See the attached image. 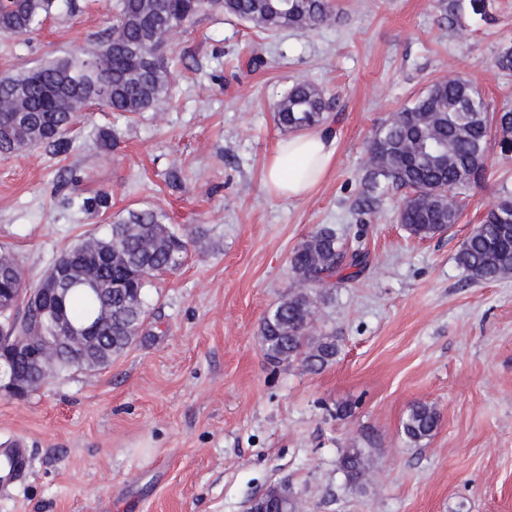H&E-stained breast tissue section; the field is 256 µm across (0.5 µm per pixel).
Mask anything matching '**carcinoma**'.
Segmentation results:
<instances>
[{"label":"carcinoma","mask_w":512,"mask_h":512,"mask_svg":"<svg viewBox=\"0 0 512 512\" xmlns=\"http://www.w3.org/2000/svg\"><path fill=\"white\" fill-rule=\"evenodd\" d=\"M60 2L0 0V36L36 30ZM205 10L233 15L265 31L306 32L332 18L328 0H117L114 20L96 48L0 79V154L34 146L67 152L68 134L91 104L130 115L158 108L170 95L163 48ZM493 64L512 73L511 43L499 48ZM328 109L319 87L301 81L276 104L275 120L285 131L315 128L328 121ZM492 144L500 155L512 154V109L495 110L464 78L439 80L413 104L387 116L376 131L359 203L369 206L391 191L407 190L410 196L399 209L398 222L415 238L441 235L458 222L467 192L484 179ZM166 220L157 208L131 211L107 234L91 235L57 257L71 266L65 326H100L101 341L88 354L100 367L140 336L152 280L178 272L191 257L192 233H179ZM455 261L475 282L512 277L511 194L486 210ZM369 264L367 251L345 247L330 226L317 228L295 248L290 267L298 290L283 296L260 326L266 359L297 361L312 374L335 363L341 352L336 335L311 332L309 315L318 303L314 291L336 280H354ZM42 286L41 281L27 284L18 256L0 248V289H15L18 303L16 317L4 323L10 340L54 342V323L32 303ZM73 368L53 349L41 370H21L37 375L35 391L45 379ZM439 422L434 405L417 402L403 421L404 436L417 444L431 437ZM367 464L363 448H347L339 459V469L353 485L361 484Z\"/></svg>","instance_id":"obj_1"}]
</instances>
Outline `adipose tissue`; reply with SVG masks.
<instances>
[{
    "label": "adipose tissue",
    "mask_w": 512,
    "mask_h": 512,
    "mask_svg": "<svg viewBox=\"0 0 512 512\" xmlns=\"http://www.w3.org/2000/svg\"><path fill=\"white\" fill-rule=\"evenodd\" d=\"M336 154V138L329 131H302L279 139L267 154L263 187L268 195L305 197L329 173Z\"/></svg>",
    "instance_id": "adipose-tissue-1"
}]
</instances>
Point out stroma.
<instances>
[{"instance_id":"35a3bbf8","label":"stroma","mask_w":512,"mask_h":512,"mask_svg":"<svg viewBox=\"0 0 512 512\" xmlns=\"http://www.w3.org/2000/svg\"><path fill=\"white\" fill-rule=\"evenodd\" d=\"M114 2L67 0L41 30L0 36V77L82 54ZM447 3L331 0V23L305 33L201 12L166 47L174 81L161 109L131 119L95 106L67 153L0 156V246L31 281L132 209H162L197 233L188 264L149 288L135 345L25 399L0 393V442L24 437L33 458L0 512H245L276 484L302 512H512V277L475 283L455 262L512 193V158L490 153L458 223L431 239L398 223L401 194L355 206L381 120L448 73L512 108V75L492 64L512 43V0H489L485 18L463 8L452 25ZM250 42L266 63L247 73L236 61ZM301 80L330 106L336 156L307 196L272 197L263 164L284 136L274 109ZM101 129L114 148L99 147ZM100 192L107 207L85 210ZM321 225L372 263L322 303L319 325L341 352L311 374L271 364L259 327L293 285V249ZM417 402L441 421L415 445L402 422ZM343 403L353 413L340 419ZM355 446L375 463L360 490L337 465Z\"/></svg>"}]
</instances>
